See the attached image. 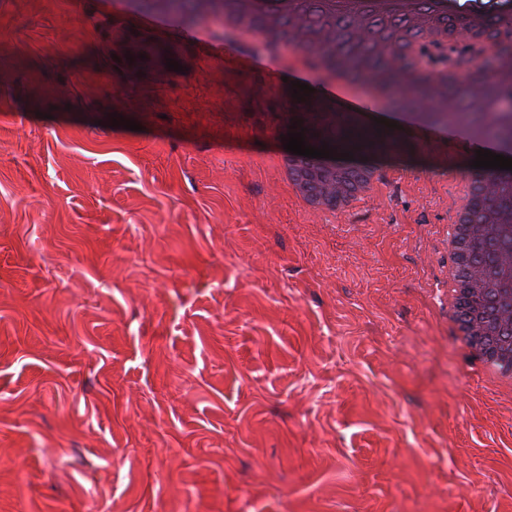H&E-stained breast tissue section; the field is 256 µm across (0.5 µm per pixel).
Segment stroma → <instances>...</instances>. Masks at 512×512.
Here are the masks:
<instances>
[{"instance_id":"obj_1","label":"stroma","mask_w":512,"mask_h":512,"mask_svg":"<svg viewBox=\"0 0 512 512\" xmlns=\"http://www.w3.org/2000/svg\"><path fill=\"white\" fill-rule=\"evenodd\" d=\"M221 9L0 0V512H512V392L444 300L465 128L417 143L369 103L397 126L354 157L378 194L305 215L275 166L285 83L347 110L242 60Z\"/></svg>"}]
</instances>
